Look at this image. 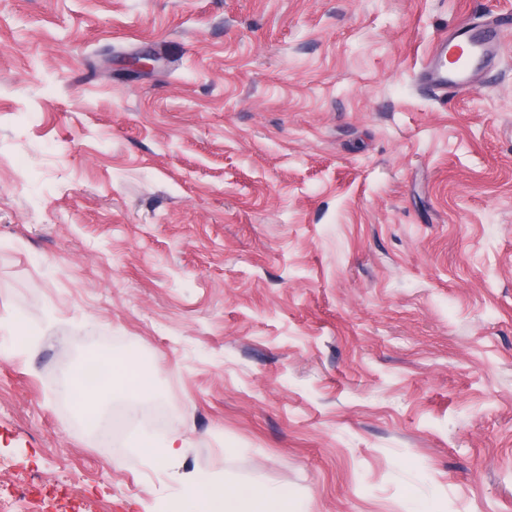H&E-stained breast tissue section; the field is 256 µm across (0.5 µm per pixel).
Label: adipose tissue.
<instances>
[{"instance_id": "adipose-tissue-1", "label": "adipose tissue", "mask_w": 512, "mask_h": 512, "mask_svg": "<svg viewBox=\"0 0 512 512\" xmlns=\"http://www.w3.org/2000/svg\"><path fill=\"white\" fill-rule=\"evenodd\" d=\"M112 376L101 388L81 387L77 375H64L61 388L84 417L99 419L105 396H137L150 391L152 381L147 372L127 357L110 360ZM203 512H306L302 501L288 500L268 487L249 484L223 486L213 482L192 481L186 488Z\"/></svg>"}]
</instances>
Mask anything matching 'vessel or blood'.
Instances as JSON below:
<instances>
[{"instance_id": "obj_1", "label": "vessel or blood", "mask_w": 512, "mask_h": 512, "mask_svg": "<svg viewBox=\"0 0 512 512\" xmlns=\"http://www.w3.org/2000/svg\"><path fill=\"white\" fill-rule=\"evenodd\" d=\"M503 26L494 19L483 23L464 20L429 50L422 71V85L444 99L475 89L477 75L492 67L500 54Z\"/></svg>"}]
</instances>
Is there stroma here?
Listing matches in <instances>:
<instances>
[{"instance_id": "35a3bbf8", "label": "stroma", "mask_w": 512, "mask_h": 512, "mask_svg": "<svg viewBox=\"0 0 512 512\" xmlns=\"http://www.w3.org/2000/svg\"><path fill=\"white\" fill-rule=\"evenodd\" d=\"M512 0H0V494L169 512H512ZM137 357L122 447L61 390ZM176 462L142 448L171 429ZM501 21L500 17L483 23L467 19L448 35H442L426 56L421 78L423 88L442 100L475 89L476 76L492 67L499 57ZM455 46H463L466 53L456 67L448 68V51ZM204 512H306L299 500L289 501L268 487L192 481L185 490ZM205 509V510H203Z\"/></svg>"}]
</instances>
